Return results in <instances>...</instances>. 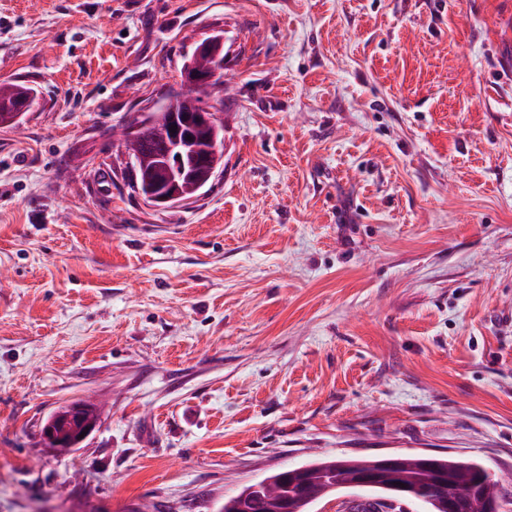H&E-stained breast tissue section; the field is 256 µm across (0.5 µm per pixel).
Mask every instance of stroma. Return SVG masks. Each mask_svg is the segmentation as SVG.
<instances>
[{
  "label": "stroma",
  "mask_w": 512,
  "mask_h": 512,
  "mask_svg": "<svg viewBox=\"0 0 512 512\" xmlns=\"http://www.w3.org/2000/svg\"><path fill=\"white\" fill-rule=\"evenodd\" d=\"M213 35L224 169L153 209L112 130ZM13 81L0 512H220L314 454L512 465V0H0ZM34 90L20 82H0V113L14 112L15 108H22L27 100H34ZM33 105V104H32ZM24 107L20 112H15L14 121L19 122L26 114V110L32 107ZM95 428L90 410L80 402L64 406L52 414L42 427L44 439L54 444L59 452L69 454L80 445ZM82 431L84 437L80 438Z\"/></svg>",
  "instance_id": "stroma-1"
}]
</instances>
